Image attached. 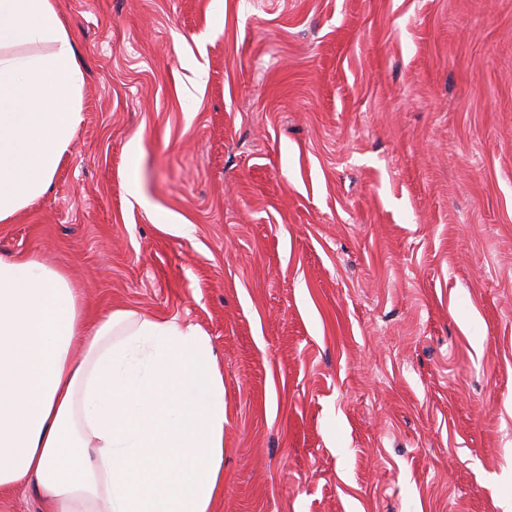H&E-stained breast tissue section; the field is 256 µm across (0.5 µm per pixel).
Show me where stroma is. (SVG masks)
<instances>
[{"label":"stroma","mask_w":512,"mask_h":512,"mask_svg":"<svg viewBox=\"0 0 512 512\" xmlns=\"http://www.w3.org/2000/svg\"><path fill=\"white\" fill-rule=\"evenodd\" d=\"M53 4L83 120L0 255L210 337L215 512H504L512 0Z\"/></svg>","instance_id":"stroma-1"}]
</instances>
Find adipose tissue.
<instances>
[{
  "label": "adipose tissue",
  "instance_id": "adipose-tissue-1",
  "mask_svg": "<svg viewBox=\"0 0 512 512\" xmlns=\"http://www.w3.org/2000/svg\"><path fill=\"white\" fill-rule=\"evenodd\" d=\"M82 83L52 0H0L1 224L49 188ZM224 411L203 331L125 308L89 318L65 271L0 256V493L33 484L45 512H212Z\"/></svg>",
  "mask_w": 512,
  "mask_h": 512
}]
</instances>
